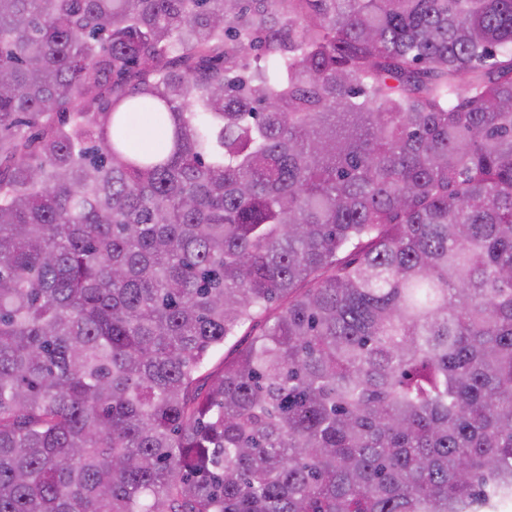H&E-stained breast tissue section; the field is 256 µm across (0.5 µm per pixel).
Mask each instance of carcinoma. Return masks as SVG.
<instances>
[{
  "label": "carcinoma",
  "instance_id": "carcinoma-1",
  "mask_svg": "<svg viewBox=\"0 0 512 512\" xmlns=\"http://www.w3.org/2000/svg\"><path fill=\"white\" fill-rule=\"evenodd\" d=\"M496 498L512 0H0V512Z\"/></svg>",
  "mask_w": 512,
  "mask_h": 512
}]
</instances>
